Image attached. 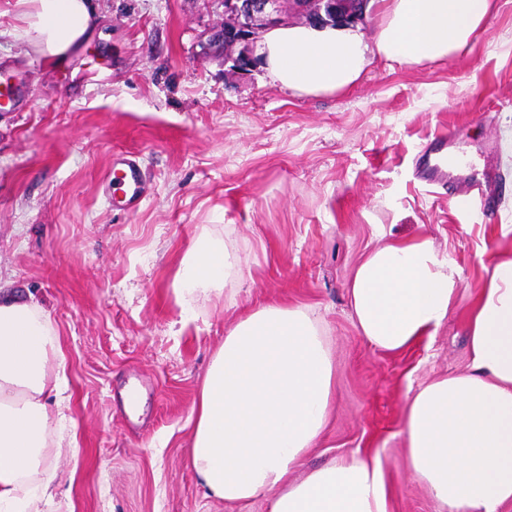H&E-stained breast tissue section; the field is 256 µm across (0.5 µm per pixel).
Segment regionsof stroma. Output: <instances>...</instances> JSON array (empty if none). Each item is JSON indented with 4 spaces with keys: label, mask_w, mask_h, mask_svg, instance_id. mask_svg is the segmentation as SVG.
Masks as SVG:
<instances>
[{
    "label": "stroma",
    "mask_w": 512,
    "mask_h": 512,
    "mask_svg": "<svg viewBox=\"0 0 512 512\" xmlns=\"http://www.w3.org/2000/svg\"><path fill=\"white\" fill-rule=\"evenodd\" d=\"M23 109L0 114V287L49 314L65 361L62 423L45 461L57 494L42 512H270L208 496L191 466L202 379L224 336L269 302L315 313L335 364L329 423L295 471L342 457L380 459L391 512H441L410 473L403 414L411 390L470 364L469 315L496 254L512 255V0L461 55L378 64L344 91L298 95L264 70L200 57L220 24L208 0H97L101 26L47 63L8 35ZM474 153L482 204L421 180L435 134ZM133 154L147 192L112 204V158ZM205 234L238 272L176 301L182 256ZM420 236L458 275L433 336L390 353L370 346L347 288L373 248Z\"/></svg>",
    "instance_id": "1"
}]
</instances>
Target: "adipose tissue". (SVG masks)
<instances>
[{
	"label": "adipose tissue",
	"instance_id": "obj_1",
	"mask_svg": "<svg viewBox=\"0 0 512 512\" xmlns=\"http://www.w3.org/2000/svg\"><path fill=\"white\" fill-rule=\"evenodd\" d=\"M373 40L349 26L298 25L263 34L258 52L276 83L296 94L344 90L378 62L415 66L463 53L484 32L496 0H380ZM12 37L54 61L100 22L93 0H16ZM230 263L208 235L183 257L182 303L223 284ZM458 283L426 237L370 251L348 289L362 336L401 352L448 316ZM466 373L419 386L407 398L405 461L443 512H502L512 504V258L497 260L468 323ZM57 351L49 315L33 297L0 292V512H39L53 475L44 469L50 377ZM334 362L304 307L268 303L228 331L207 369L191 465L227 503L271 496V512H390L379 461L325 464L290 475L325 429Z\"/></svg>",
	"mask_w": 512,
	"mask_h": 512
}]
</instances>
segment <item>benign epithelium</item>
<instances>
[{"mask_svg":"<svg viewBox=\"0 0 512 512\" xmlns=\"http://www.w3.org/2000/svg\"><path fill=\"white\" fill-rule=\"evenodd\" d=\"M368 0H289L293 10L285 11L283 0H214L222 10L224 23L202 44L201 55L224 53V65L235 74H248L261 66L255 45L268 30L287 26L293 16L318 25L354 26L364 21Z\"/></svg>","mask_w":512,"mask_h":512,"instance_id":"obj_1","label":"benign epithelium"}]
</instances>
